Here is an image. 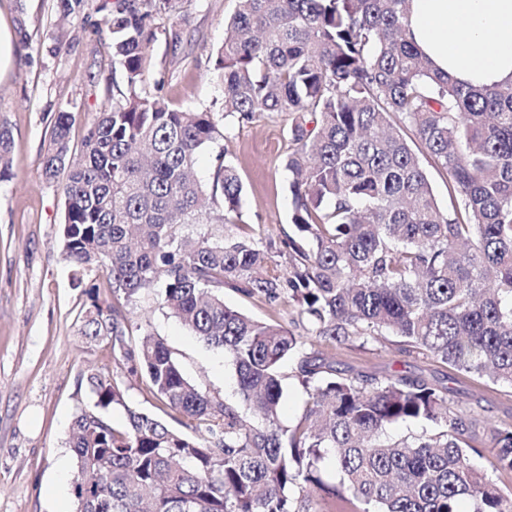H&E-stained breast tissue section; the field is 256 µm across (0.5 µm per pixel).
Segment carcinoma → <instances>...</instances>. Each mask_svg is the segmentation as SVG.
I'll return each mask as SVG.
<instances>
[{
	"mask_svg": "<svg viewBox=\"0 0 512 512\" xmlns=\"http://www.w3.org/2000/svg\"><path fill=\"white\" fill-rule=\"evenodd\" d=\"M67 52L90 26L110 42L126 91L73 152V109L56 112L41 165L64 199L62 252L88 298L82 335L107 339L171 428L131 408L117 380L82 381L94 399L69 438L74 512H512V489L475 468L488 450L512 473V423L482 418L422 377L346 374L320 347L394 336L402 349L485 385L512 389V81L465 84L432 68L406 36L409 0H237L214 72L224 117L288 116L292 195L288 272L272 243L241 231L186 232L238 213L242 183L217 156L211 188L193 176L217 144L208 110H174L139 92L151 19L174 0H54ZM103 14L91 22V12ZM0 126V177L10 171ZM448 175L443 208L421 158ZM224 207L215 208L217 197ZM106 276L103 304L91 273ZM160 305L232 360L238 401L189 381L164 341H127L129 307ZM288 302L289 325L224 304V289ZM308 400L278 415L285 363ZM122 406L127 425L112 426ZM398 423L424 425L395 438Z\"/></svg>",
	"mask_w": 512,
	"mask_h": 512,
	"instance_id": "1",
	"label": "carcinoma"
}]
</instances>
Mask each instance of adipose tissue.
<instances>
[{
	"label": "adipose tissue",
	"mask_w": 512,
	"mask_h": 512,
	"mask_svg": "<svg viewBox=\"0 0 512 512\" xmlns=\"http://www.w3.org/2000/svg\"><path fill=\"white\" fill-rule=\"evenodd\" d=\"M408 30L435 67L458 80L512 81V0H411Z\"/></svg>",
	"instance_id": "obj_1"
}]
</instances>
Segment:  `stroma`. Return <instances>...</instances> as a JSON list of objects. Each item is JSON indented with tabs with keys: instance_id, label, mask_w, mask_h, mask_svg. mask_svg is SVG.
<instances>
[{
	"instance_id": "obj_1",
	"label": "stroma",
	"mask_w": 512,
	"mask_h": 512,
	"mask_svg": "<svg viewBox=\"0 0 512 512\" xmlns=\"http://www.w3.org/2000/svg\"><path fill=\"white\" fill-rule=\"evenodd\" d=\"M236 0H177L175 11L151 24L153 39L144 58L143 94L161 96L174 109H208L222 133L220 149L202 150L195 174L211 186L216 154L225 151L243 184L238 225L209 224L224 236L234 227L267 242L289 231L291 194L284 167L287 117L262 115L244 122L225 117L223 89L213 74L214 50ZM60 20L53 0H0V36L9 54L0 61V125L11 136V169L0 179V512H73L71 482L76 467L67 445L71 422L93 401L81 384L87 370L123 381L128 405L161 413L141 378L130 376L110 342L80 334L87 298L72 287L61 252L63 197L45 179L40 159L59 107L75 106L74 145L118 87L123 69L103 42L88 33L67 53L24 66L20 58L41 55ZM183 49L172 54L171 33ZM149 328L171 349L185 377L232 401L236 378L223 350L200 342L162 309L155 294L131 308L129 339ZM338 368L368 372L445 375L446 366L400 350L393 338L331 348ZM456 397L488 419L512 422V393L468 378L452 380Z\"/></svg>"
}]
</instances>
